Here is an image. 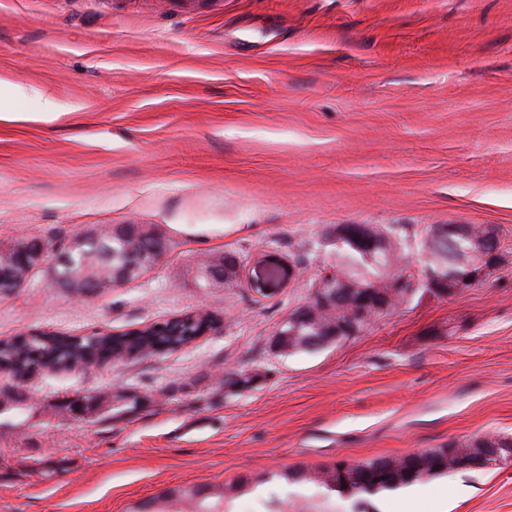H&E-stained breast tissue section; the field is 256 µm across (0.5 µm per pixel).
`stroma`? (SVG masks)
<instances>
[{
	"mask_svg": "<svg viewBox=\"0 0 512 512\" xmlns=\"http://www.w3.org/2000/svg\"><path fill=\"white\" fill-rule=\"evenodd\" d=\"M0 110V242L149 224L172 246L90 296L40 268L0 294V339L221 319L171 353L0 373L25 397L0 412V512H133L240 479L224 512H382V493L261 477L512 439V0H0ZM344 224L405 226L416 273L431 224L492 228L497 255L452 296L275 353ZM227 252L241 286L198 287V258ZM268 252L301 275L260 295ZM78 392L111 395V418L54 411ZM425 484L413 512L442 494L452 512H512V463Z\"/></svg>",
	"mask_w": 512,
	"mask_h": 512,
	"instance_id": "1",
	"label": "stroma"
}]
</instances>
